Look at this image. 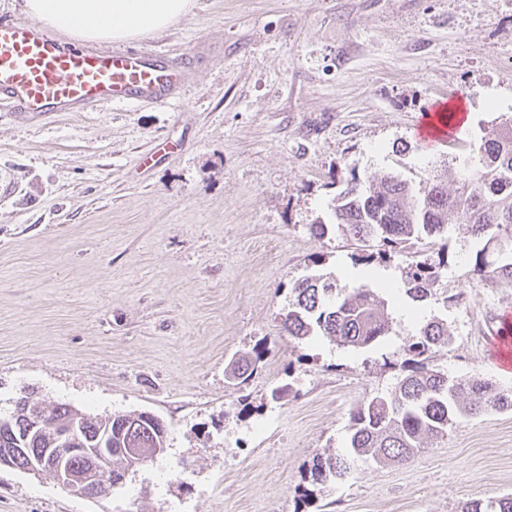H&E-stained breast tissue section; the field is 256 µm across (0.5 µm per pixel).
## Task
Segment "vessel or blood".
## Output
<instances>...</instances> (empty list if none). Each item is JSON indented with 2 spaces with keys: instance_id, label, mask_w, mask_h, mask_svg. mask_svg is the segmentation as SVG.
<instances>
[{
  "instance_id": "1",
  "label": "vessel or blood",
  "mask_w": 512,
  "mask_h": 512,
  "mask_svg": "<svg viewBox=\"0 0 512 512\" xmlns=\"http://www.w3.org/2000/svg\"><path fill=\"white\" fill-rule=\"evenodd\" d=\"M182 74L161 55L67 46L29 21L0 22V107L38 120L103 103L173 101ZM501 367L512 370V315L491 333Z\"/></svg>"
}]
</instances>
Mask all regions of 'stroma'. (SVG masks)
Returning a JSON list of instances; mask_svg holds the SVG:
<instances>
[{"instance_id": "obj_1", "label": "stroma", "mask_w": 512, "mask_h": 512, "mask_svg": "<svg viewBox=\"0 0 512 512\" xmlns=\"http://www.w3.org/2000/svg\"><path fill=\"white\" fill-rule=\"evenodd\" d=\"M132 46L181 67L174 102L0 112L15 180L0 197V414L25 395L148 411L167 449L93 498L0 467V512H459L512 495V408L461 420L406 464L311 477L317 455L345 452L350 411L396 386L429 320L451 339L430 367L512 390L486 343L512 283L471 275L478 244L457 225L424 301L403 282L436 249L376 265L392 326L379 346L282 327L298 280L361 283L359 246L332 224L349 171L455 188L471 145L512 113V0H194ZM459 99L460 133L425 147L423 116ZM258 352L230 383L231 361Z\"/></svg>"}]
</instances>
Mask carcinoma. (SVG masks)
<instances>
[{"mask_svg":"<svg viewBox=\"0 0 512 512\" xmlns=\"http://www.w3.org/2000/svg\"><path fill=\"white\" fill-rule=\"evenodd\" d=\"M473 166L464 168L459 186L452 193L432 183L416 193L406 181L392 175L365 185L355 171L346 178L334 206L335 224L363 244L378 240L380 248L358 261L371 265L382 261L384 248L413 247L434 243L445 232L448 217L478 240L473 275L483 281L512 282V114L503 113L492 136L472 149ZM439 267L415 265L404 286L407 295L423 298L438 280ZM295 298L284 319L288 335L297 340L325 336L353 350L371 348L391 332L385 314L386 300L368 285L345 293L335 285L308 277L294 288ZM450 342L448 327L441 320L425 323L419 337L408 347L406 374L386 395L358 404L349 417L348 456L329 455L318 461L315 479L341 477L347 473V457L376 463H404L424 449V440L442 439L465 417H478L512 407V393L475 377L448 378L426 363L431 350ZM28 398L16 402L12 415L0 416V448H20L17 467L26 466L30 453L59 448L53 424L73 419L66 404L51 407L48 421L30 429L23 414ZM114 413L99 418L86 416L79 422L78 445L95 448L99 436L112 433L114 482L126 474L125 448H163L166 429L153 414ZM460 512H512V497L470 501Z\"/></svg>","mask_w":512,"mask_h":512,"instance_id":"carcinoma-1","label":"carcinoma"}]
</instances>
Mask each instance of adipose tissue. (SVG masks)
<instances>
[{
	"instance_id": "ef3b65f1",
	"label": "adipose tissue",
	"mask_w": 512,
	"mask_h": 512,
	"mask_svg": "<svg viewBox=\"0 0 512 512\" xmlns=\"http://www.w3.org/2000/svg\"><path fill=\"white\" fill-rule=\"evenodd\" d=\"M192 0H24L44 26L86 44L126 42L168 30Z\"/></svg>"
}]
</instances>
